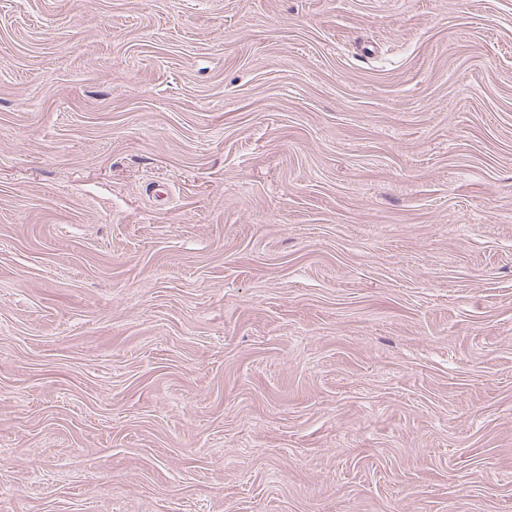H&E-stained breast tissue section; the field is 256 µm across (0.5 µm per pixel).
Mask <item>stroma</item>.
Masks as SVG:
<instances>
[{
	"mask_svg": "<svg viewBox=\"0 0 512 512\" xmlns=\"http://www.w3.org/2000/svg\"><path fill=\"white\" fill-rule=\"evenodd\" d=\"M0 512H512V0H0Z\"/></svg>",
	"mask_w": 512,
	"mask_h": 512,
	"instance_id": "obj_1",
	"label": "stroma"
}]
</instances>
